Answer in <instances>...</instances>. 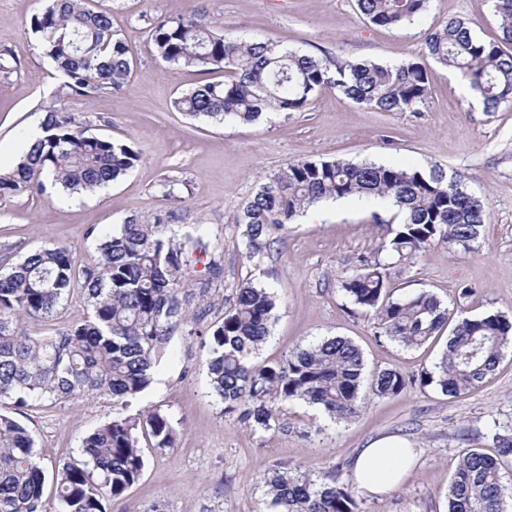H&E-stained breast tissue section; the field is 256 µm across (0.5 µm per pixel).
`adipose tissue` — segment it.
Segmentation results:
<instances>
[{
    "label": "adipose tissue",
    "mask_w": 512,
    "mask_h": 512,
    "mask_svg": "<svg viewBox=\"0 0 512 512\" xmlns=\"http://www.w3.org/2000/svg\"><path fill=\"white\" fill-rule=\"evenodd\" d=\"M412 457V449L400 438L377 439L355 454L351 463L353 481L364 493L385 494L399 485Z\"/></svg>",
    "instance_id": "obj_1"
}]
</instances>
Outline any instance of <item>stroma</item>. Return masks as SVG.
<instances>
[{"label":"stroma","mask_w":512,"mask_h":512,"mask_svg":"<svg viewBox=\"0 0 512 512\" xmlns=\"http://www.w3.org/2000/svg\"><path fill=\"white\" fill-rule=\"evenodd\" d=\"M48 3L0 0V166L18 157V130L39 133L51 106L79 115L93 133L133 142L142 159L129 175L77 202L62 199L51 186L40 194L0 197V268L50 243L70 247L80 261H95L91 227L130 216L152 224L178 208L188 222H204L223 235L225 298L249 277L277 293L278 318L259 363L313 340L345 336L362 350L367 372L396 368L412 376L437 362L450 328L429 345L402 347L379 336L373 314L353 306L340 289L359 257L376 256L389 226L398 222L393 209L357 198L319 204L314 215L298 217L279 242L252 259L235 218L260 183L292 160H373L421 170L438 165L459 173L471 192L487 200L489 220L469 251L438 244L412 268L392 275L393 295L429 291L467 317L500 312L512 318V108L483 111L478 99L458 93L456 72L430 60L431 94L418 113L381 112L325 89L305 111L272 112L258 125L193 121L175 111L173 101L205 82V75L157 60L148 33L150 19L195 12L242 39L271 35L305 54L394 65L419 57L424 31L451 18L469 21L484 41H498L492 0H429L424 14L398 28L367 23L355 0H90L93 8L111 6L113 27L132 58L127 90L90 100L66 93L29 29L31 17ZM169 189L174 198L166 197ZM465 288L472 294L464 300ZM206 357L201 338L186 337L156 369L151 387L129 405L98 395L19 414L35 433L46 474L79 455L86 433L159 406L179 431L177 445L144 447L140 481L107 500L108 512H152L158 502L167 512H257L276 469H334L348 484L357 450L384 436L404 439L414 455L397 488L381 496L359 493L362 512H446L460 450L492 449L494 434L512 429V344L503 349L495 374L461 396L416 385L397 397H369L348 422L295 403L285 413L284 432L255 431L226 415L211 393Z\"/></svg>","instance_id":"obj_1"}]
</instances>
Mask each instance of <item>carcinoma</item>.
<instances>
[{"mask_svg": "<svg viewBox=\"0 0 512 512\" xmlns=\"http://www.w3.org/2000/svg\"><path fill=\"white\" fill-rule=\"evenodd\" d=\"M429 0H356L361 15L378 26L414 21ZM502 43L478 39L470 23L452 18L426 32L422 56L461 74L483 111L512 105V0H493ZM30 28L64 78L63 88L92 98L127 89L129 47L112 29L109 9L87 0H53L33 16ZM155 55L175 67L224 72L173 101L191 118L253 123L267 112H302L325 88L381 112H421L430 94L426 67L416 58L396 65L300 54L264 37L244 41L217 31L197 14L149 22ZM42 131L17 166L0 173V197L41 193L45 183L72 197L94 193L132 172L141 152L130 143L99 136L74 114L51 109ZM349 197L380 198L401 216L383 257L359 259L341 280L356 307L371 312L380 334L407 348L431 342L448 322V308L434 294L389 297L391 270L412 267L432 246L468 250L488 219L486 199L458 175L375 162L289 161L242 205L246 257L274 243L275 234L314 204ZM98 258L80 262L68 248L45 244L0 272V406L65 405L93 395L135 398L154 380L156 367L173 354L174 338L209 336L206 367L224 414L251 427L283 430L284 408L303 402L334 420L359 416L366 393L396 397L409 386H434L455 397L482 384L512 342V321L497 312L458 319L433 368L408 377L397 369L376 372L364 385L365 362L349 338L328 337L298 346L285 359L255 361L268 342L278 298L252 278L237 285L233 306L208 321L224 286V243L207 224L184 223L174 211L155 224L129 217L110 228H92ZM86 312L56 327L53 321L73 292ZM30 321L47 329L28 331ZM172 448L178 430L161 408L115 418L83 438L80 458L55 474L54 500L44 497L45 473L33 431L0 412V512H106L105 498L122 496L141 477L140 439ZM497 452L463 448L448 486V512H504L512 480L502 458H512V434L495 435ZM274 512H361L351 487L332 472L277 470L267 480Z\"/></svg>", "mask_w": 512, "mask_h": 512, "instance_id": "cac0c4a2", "label": "carcinoma"}]
</instances>
